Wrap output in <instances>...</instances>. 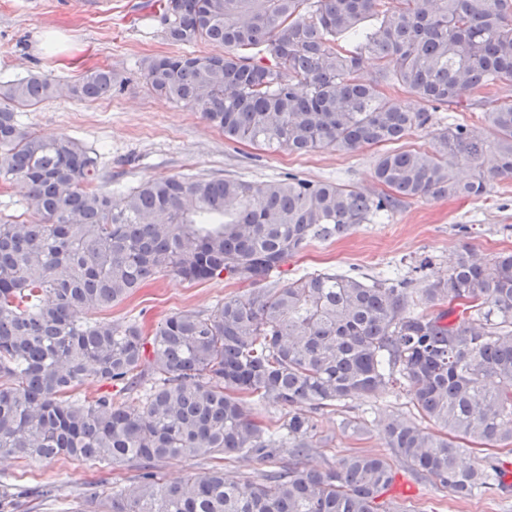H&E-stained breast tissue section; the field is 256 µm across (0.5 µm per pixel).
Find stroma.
Here are the masks:
<instances>
[{"mask_svg":"<svg viewBox=\"0 0 512 512\" xmlns=\"http://www.w3.org/2000/svg\"><path fill=\"white\" fill-rule=\"evenodd\" d=\"M223 51L218 43L169 44L152 19L149 0H105L101 6L92 0H0V81L40 73L67 83L97 66L116 72L117 88L109 98L60 97L20 110L27 129L45 137L66 135L96 150L103 178L113 189L168 175L259 183L292 173L367 194L380 192L374 177L379 148L346 154L327 146L299 156L230 143L200 113L155 94L141 70L149 57ZM466 248L487 260L512 252V178L498 180L478 200H406L388 217L359 225L344 237L312 242L289 258L274 279L330 270L367 279L396 275L418 284L426 277H445ZM246 289V284L224 279L190 283L160 274L129 299L91 316L138 321L151 332L174 313L207 312ZM384 414L411 417L415 410L404 393L387 392L315 412L326 443L308 465L332 466L356 451L381 455L389 458L404 485L391 493V501L412 512H512V483L463 502L392 458L379 422ZM138 473L134 463L111 467L12 457L0 461V489L20 493L18 512H70L93 489L127 484Z\"/></svg>","mask_w":512,"mask_h":512,"instance_id":"stroma-1","label":"stroma"}]
</instances>
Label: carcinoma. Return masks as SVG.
<instances>
[{
    "label": "carcinoma",
    "instance_id": "carcinoma-1",
    "mask_svg": "<svg viewBox=\"0 0 512 512\" xmlns=\"http://www.w3.org/2000/svg\"><path fill=\"white\" fill-rule=\"evenodd\" d=\"M156 21L168 42L220 43L224 55L144 60L154 93L232 142L298 155L389 145L375 166L387 191L290 175L256 185L157 177L114 193L96 153L26 130L18 112L60 95L110 96L111 68L74 84L35 73L0 82V180L22 184L37 218L0 219V456L140 464L135 482L112 491V512H409L380 501L393 480L380 456L303 466L323 439L296 412L398 386L419 418L382 417L395 458L462 498L501 482L498 458H459L465 443L512 445V253L483 261L464 251L448 277L421 288L331 271L270 278L311 242L403 199H478L512 176L511 101L484 112L492 144L471 124L434 119L442 105H481L475 91L512 87V0H164ZM369 57L378 70L368 81ZM414 131L431 136L430 149L397 146ZM164 272L251 289L209 313H176L149 336L136 322L86 318ZM458 308L467 319L446 322ZM87 378L143 398L129 408L107 390L74 396ZM257 404L291 412L271 426ZM284 440L295 455L279 465ZM219 455L275 468L236 479L214 468L174 484L155 470L166 458Z\"/></svg>",
    "mask_w": 512,
    "mask_h": 512
}]
</instances>
